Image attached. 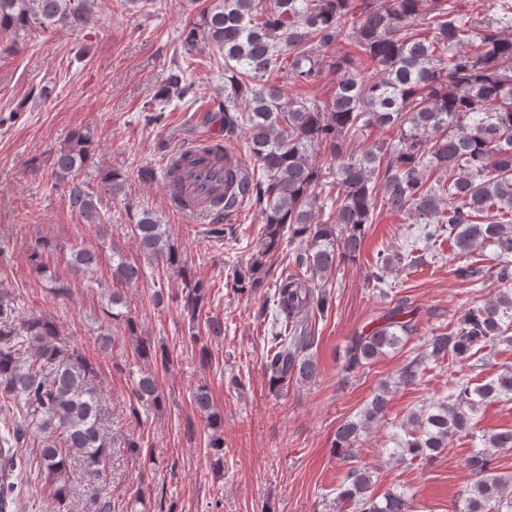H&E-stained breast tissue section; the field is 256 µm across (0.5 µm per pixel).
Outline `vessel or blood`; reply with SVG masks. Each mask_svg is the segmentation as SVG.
Wrapping results in <instances>:
<instances>
[{"label": "vessel or blood", "mask_w": 512, "mask_h": 512, "mask_svg": "<svg viewBox=\"0 0 512 512\" xmlns=\"http://www.w3.org/2000/svg\"><path fill=\"white\" fill-rule=\"evenodd\" d=\"M243 168L236 153L232 150L224 152V185L222 189H214L205 167L184 169L179 180L167 183L168 201L177 204L185 201V214L193 221L203 223L212 220L215 209L212 205L217 193H231Z\"/></svg>", "instance_id": "b4317fda"}]
</instances>
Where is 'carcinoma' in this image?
Masks as SVG:
<instances>
[{"label":"carcinoma","mask_w":512,"mask_h":512,"mask_svg":"<svg viewBox=\"0 0 512 512\" xmlns=\"http://www.w3.org/2000/svg\"><path fill=\"white\" fill-rule=\"evenodd\" d=\"M95 0H0V32L14 39L33 28L79 30L90 18ZM427 21L417 30L418 19ZM512 15L475 32L461 20L450 0H212L188 25L185 56L173 61L154 97L142 111L148 123L174 103L195 97L192 52L208 43L224 57V89L212 99L222 113L224 137L245 128L254 169L241 185L239 201L259 209L263 231L245 272L233 275L231 287L255 294L266 284L267 271L277 262L283 244L288 261L274 280L269 305L275 315L274 332L266 352L268 386L278 394L294 380L317 377L318 366L306 350L315 339L312 318L328 314L333 294L325 282L334 270L359 255L367 225L373 223L377 199L392 212L413 210L429 227L425 238L448 231L463 258L454 269L456 279L476 283L492 280L495 297L477 302L458 318L451 330L432 333L423 350L406 363L399 382L413 384L427 362L447 357L483 361L478 353L488 344L512 345ZM357 43L362 60L378 77L361 76L360 65L347 55H326L345 40ZM309 85L326 71L335 73L332 97L316 104L286 94L269 78L283 69ZM398 130L395 142H375L367 149H350L351 139L368 129ZM329 157V166L316 162L317 152ZM91 137L78 132L56 153L55 177L68 185L73 211L96 225L107 238L112 225L101 224L98 198L89 183L76 174L90 162ZM199 160L224 172V156L213 144L198 147ZM104 190L116 197L124 177L116 170L99 174ZM336 186L334 212L322 220L325 201L318 186ZM132 232L154 259L177 269L186 283L182 306L191 318L205 305L207 287L192 280L180 254L170 243L159 219L141 212ZM494 249L497 264L491 271L470 261V255ZM97 263L95 252L72 249L70 266L87 273ZM138 268L112 249V279L129 283ZM15 312L14 298L0 289V397L18 407V417L0 432V512H15V491L25 469L18 446L29 433L40 438L39 471L56 480L58 512H65L69 488L62 481L72 460L79 458L93 480L102 478L112 456L104 432L105 410L95 383L96 367L61 344L58 327L43 317L18 324L8 322ZM419 332V323L406 302L399 301L384 322L350 337L343 371L350 375L396 350ZM31 348L28 356L22 346ZM142 359L169 363L166 352L153 351L139 341ZM137 405L129 417L141 420L140 410L156 407L162 394L147 373L132 387ZM512 400V368L474 383L460 378L451 383L448 401L430 405L403 425L394 453L402 461H429L448 447L456 435L481 443L466 464L476 480L460 495L457 512H512V477L495 472L491 450L512 448V430L474 432L479 407L501 399ZM197 412L206 416L214 434L208 447L224 457V439L217 434L221 419L211 410L208 393L193 395ZM387 392L376 394L356 420L336 430V454L353 457L364 435L384 419ZM373 471L355 466L338 487L337 499L354 505V512H411L405 494L371 492Z\"/></svg>","instance_id":"cac0c4a2"}]
</instances>
